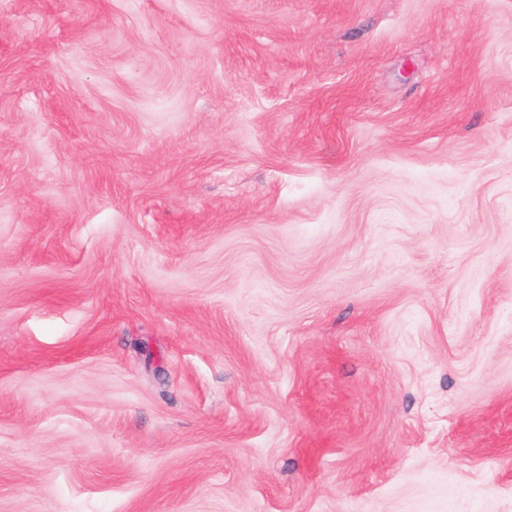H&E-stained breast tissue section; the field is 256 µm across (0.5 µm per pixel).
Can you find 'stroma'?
<instances>
[{"label": "stroma", "mask_w": 512, "mask_h": 512, "mask_svg": "<svg viewBox=\"0 0 512 512\" xmlns=\"http://www.w3.org/2000/svg\"><path fill=\"white\" fill-rule=\"evenodd\" d=\"M0 512H512V0H0Z\"/></svg>", "instance_id": "35a3bbf8"}]
</instances>
